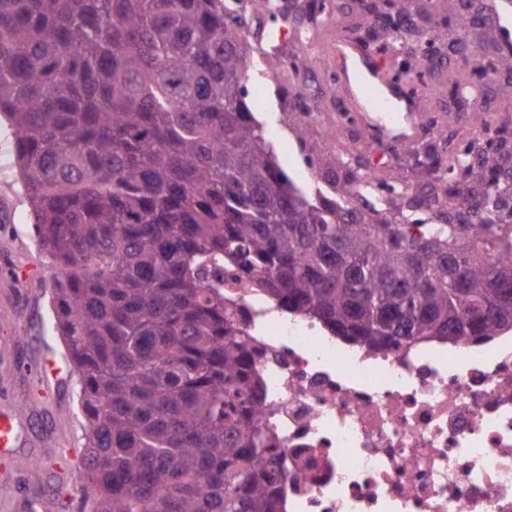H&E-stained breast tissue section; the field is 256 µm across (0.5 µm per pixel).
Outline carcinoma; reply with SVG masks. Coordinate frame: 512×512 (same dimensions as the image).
<instances>
[{
    "label": "carcinoma",
    "instance_id": "cac0c4a2",
    "mask_svg": "<svg viewBox=\"0 0 512 512\" xmlns=\"http://www.w3.org/2000/svg\"><path fill=\"white\" fill-rule=\"evenodd\" d=\"M242 0H0V116L59 271L54 327L85 416L82 512H282L230 267L371 348L512 331V209L469 165L435 224L367 216L322 162L280 167L243 83ZM306 161L317 146L293 128Z\"/></svg>",
    "mask_w": 512,
    "mask_h": 512
}]
</instances>
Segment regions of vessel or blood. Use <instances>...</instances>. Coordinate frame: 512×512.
Wrapping results in <instances>:
<instances>
[{"label":"vessel or blood","instance_id":"1","mask_svg":"<svg viewBox=\"0 0 512 512\" xmlns=\"http://www.w3.org/2000/svg\"><path fill=\"white\" fill-rule=\"evenodd\" d=\"M336 75V88L348 109L355 112L375 138L403 145L422 130L423 99L403 90L392 73L395 59L378 57L371 49L337 35L322 51Z\"/></svg>","mask_w":512,"mask_h":512}]
</instances>
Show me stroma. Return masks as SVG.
Here are the masks:
<instances>
[{
	"instance_id": "1",
	"label": "stroma",
	"mask_w": 512,
	"mask_h": 512,
	"mask_svg": "<svg viewBox=\"0 0 512 512\" xmlns=\"http://www.w3.org/2000/svg\"><path fill=\"white\" fill-rule=\"evenodd\" d=\"M408 5L415 24L406 37L379 27L360 0H325L327 8L317 24L297 16L294 27H310V41L291 49L290 36L280 35V25L268 22L265 33L279 40L280 54L265 53L254 60L246 83L247 104L263 123L279 165L305 189L320 184L317 166L308 165L292 124L297 116L309 127L322 158L336 152L323 136L322 125L335 121L339 102L328 73L320 71L315 42L335 37L337 29L353 23L376 28L385 42L400 40L404 57L418 62L437 57L442 72L460 70L463 52L453 0H396ZM302 95L301 112H279L280 90ZM512 102V81L503 75L481 82L476 96L454 97L444 89L436 100L433 121L444 128L441 154L456 152L468 140L484 142L499 137L496 111L502 101ZM405 147L379 141L358 155L393 185H404L407 195H417L423 175L403 161ZM12 140L0 130V415L16 414V441L0 447V493L8 492L15 508L26 512L28 500H45L46 512H80L87 495L83 476L84 416L78 405L75 374L67 361L64 342L53 329L50 292L56 270L38 248L33 214L12 161ZM40 462L31 475L32 462Z\"/></svg>"
}]
</instances>
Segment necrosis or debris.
Masks as SVG:
<instances>
[{
  "label": "necrosis or debris",
  "instance_id": "1",
  "mask_svg": "<svg viewBox=\"0 0 512 512\" xmlns=\"http://www.w3.org/2000/svg\"><path fill=\"white\" fill-rule=\"evenodd\" d=\"M284 512H512V336L372 349L224 272Z\"/></svg>",
  "mask_w": 512,
  "mask_h": 512
}]
</instances>
